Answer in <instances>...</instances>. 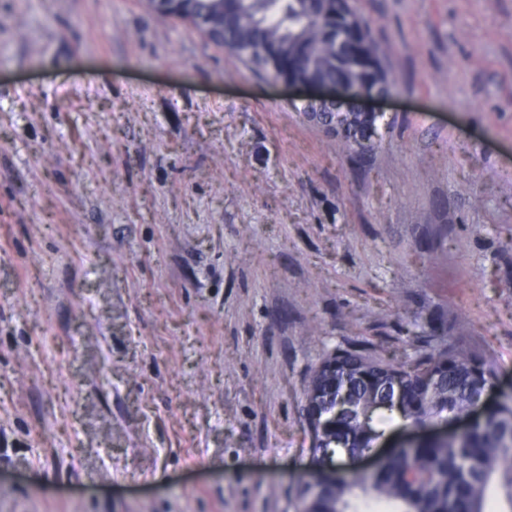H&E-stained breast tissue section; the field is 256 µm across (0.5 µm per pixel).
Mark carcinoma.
Wrapping results in <instances>:
<instances>
[{
	"instance_id": "cac0c4a2",
	"label": "carcinoma",
	"mask_w": 512,
	"mask_h": 512,
	"mask_svg": "<svg viewBox=\"0 0 512 512\" xmlns=\"http://www.w3.org/2000/svg\"><path fill=\"white\" fill-rule=\"evenodd\" d=\"M178 9L204 24L216 23L210 40L275 75L388 88L377 48L349 0H187ZM376 120L356 114L336 132L339 147L353 150L358 131ZM424 348L409 369L358 350L324 359L306 390L307 401L319 409V418L308 423L312 451L332 457L338 448H369L382 436L371 423L378 410L420 426L466 418L471 404L496 380L495 361L459 348L439 328L431 329ZM436 372L441 382L433 392L423 375ZM396 375L399 405L387 406L379 397ZM344 393L354 415L337 418L336 399ZM492 497L507 504L503 512H512V398L451 441L391 452L371 474L341 475L323 488L313 477L305 478L301 512H359V499L391 512H485Z\"/></svg>"
}]
</instances>
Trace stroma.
<instances>
[{
	"label": "stroma",
	"instance_id": "obj_1",
	"mask_svg": "<svg viewBox=\"0 0 512 512\" xmlns=\"http://www.w3.org/2000/svg\"><path fill=\"white\" fill-rule=\"evenodd\" d=\"M339 152L144 0H0V512H298L305 386L431 328L512 393V0H351ZM377 116L367 117L362 113L355 115L354 121L347 123L345 127L338 130L334 135L342 150L351 151L358 145V131L368 125H375Z\"/></svg>",
	"mask_w": 512,
	"mask_h": 512
}]
</instances>
